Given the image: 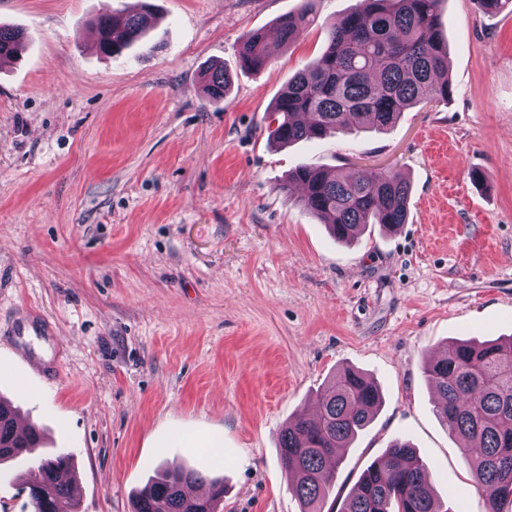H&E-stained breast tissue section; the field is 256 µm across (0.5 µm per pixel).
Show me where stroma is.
<instances>
[{
  "mask_svg": "<svg viewBox=\"0 0 512 512\" xmlns=\"http://www.w3.org/2000/svg\"><path fill=\"white\" fill-rule=\"evenodd\" d=\"M152 2L142 42L107 57L96 17L138 0H0L25 34L0 66V323L38 311L58 347L26 342L59 361L43 380L0 340V399L43 431L36 456H74L77 512H132L161 465L223 480L220 512H300L279 432L351 367L383 403L325 508L405 440L448 512H487L424 368L453 342L512 337V6L440 0L446 102L281 146L271 105L357 0H315L258 72L238 67L244 36L302 0ZM213 64L233 74L217 102ZM304 165L401 174L407 224L336 242L286 182ZM204 93L214 101L224 99V93L232 80V74L224 65H212L201 74Z\"/></svg>",
  "mask_w": 512,
  "mask_h": 512,
  "instance_id": "1",
  "label": "stroma"
}]
</instances>
